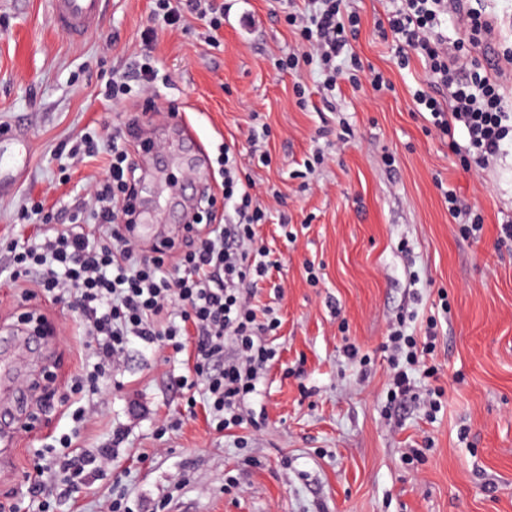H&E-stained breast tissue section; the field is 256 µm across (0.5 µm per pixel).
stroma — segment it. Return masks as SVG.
Returning <instances> with one entry per match:
<instances>
[{
  "instance_id": "35a3bbf8",
  "label": "stroma",
  "mask_w": 512,
  "mask_h": 512,
  "mask_svg": "<svg viewBox=\"0 0 512 512\" xmlns=\"http://www.w3.org/2000/svg\"><path fill=\"white\" fill-rule=\"evenodd\" d=\"M229 18L215 42L204 20L172 27L153 18L150 0H104L96 28L73 40L53 25L49 0H0V130L29 131L30 164L14 193L0 198V243L34 238L68 221L75 202L104 178L110 156L71 159L86 129L111 133L122 113L139 110L152 139L172 135L170 111L188 113L208 153L219 142L249 154L251 130L268 127L256 144L271 162H245L252 192L272 216L258 233L279 261L271 280L280 299L261 290L281 326L278 361L250 403L257 425L236 437L210 428L203 406L188 410L178 386L183 354L132 344L114 381L95 396L75 391L78 373L93 364L80 316L36 295L32 284L0 273V330L27 311L43 313L56 331L43 347L18 353L17 369L41 373L60 360L53 405L18 431L16 458L0 464V494L25 492L33 449L74 426L72 413L94 404L78 446L128 433L117 466L63 501L57 512H101L114 481L133 501L167 498L166 512H512V243L499 244L512 224V145L487 168L466 167L449 141L467 146L462 127L452 137L426 132L412 93L427 82L419 59L396 64V42L383 35L397 0H349L360 15L353 47L363 69L388 87L354 89L338 80L326 94L315 66L282 72L279 58L296 45L285 16L304 0H224ZM495 27L490 60L512 109V0H482ZM156 32L145 43L144 29ZM149 54L168 76L150 99L118 101L100 94L108 77ZM305 86L298 100L296 86ZM324 162L305 164L314 152ZM184 147L161 154L156 179L142 195L162 232L180 239L183 217L173 197ZM452 188L483 217L479 238L465 239L448 213ZM41 200L50 225L21 224L20 205ZM320 281L311 284L309 273ZM447 308H440V294ZM405 313L408 332L430 315L442 324L432 363L415 399L388 401V326ZM355 344L359 366L344 354ZM442 407L428 416L430 390ZM182 477L174 486V477ZM236 490L226 491L228 478Z\"/></svg>"
}]
</instances>
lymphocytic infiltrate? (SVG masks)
<instances>
[{
	"label": "lymphocytic infiltrate",
	"instance_id": "f902f5d3",
	"mask_svg": "<svg viewBox=\"0 0 512 512\" xmlns=\"http://www.w3.org/2000/svg\"><path fill=\"white\" fill-rule=\"evenodd\" d=\"M153 2L154 15L171 25L188 14L206 19L213 33L224 25L221 0ZM308 2L307 12L286 16L296 30L298 47L279 59L278 69L290 72L314 63L324 90H335L340 78L355 87L366 81L381 90L385 81L380 73L361 79V63L350 43L359 15L349 10L346 0ZM456 9V0H400L387 22L397 40L399 64L408 65L414 54L426 65L428 85L412 93L416 112L427 114L429 125L443 134L463 127L473 162L481 168L512 136V113L475 53L493 32L489 18L468 12L466 46L452 47L435 38V29ZM160 80L159 69L147 58L134 75H112L102 95L117 100L135 90L146 94ZM443 89L448 92L444 101L438 97ZM138 126L133 114L113 131L107 176L69 225L39 244L9 243L6 268L13 280H35L46 298L78 310L95 358L87 376L90 392L118 371L132 342L147 348L168 346L187 355L182 388L201 391L210 424L217 432L229 431L245 423L243 409L277 356L270 338L279 320L273 309L253 304L276 264L270 249L257 240L256 228L266 223L267 210L251 192L240 152L223 143L215 158L216 188L204 192L203 208L186 225L183 241L163 240L143 249L132 204L138 168L130 157ZM405 322L399 316L390 323L385 343L396 355L390 375L394 402L413 394L414 374H435L426 357L436 347L437 318L427 319L419 336L406 333ZM126 439L120 428L99 448L76 451L71 436H61L62 451L54 456L59 477L51 485L44 479L46 452L36 450L35 473L26 479L30 503L50 512V487L68 490L77 482L92 484L111 469Z\"/></svg>",
	"mask_w": 512,
	"mask_h": 512
}]
</instances>
